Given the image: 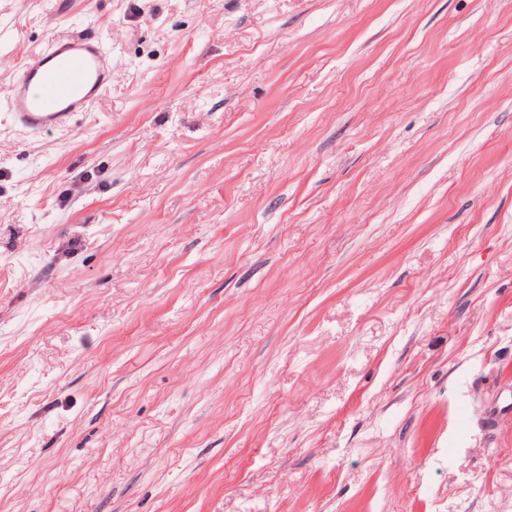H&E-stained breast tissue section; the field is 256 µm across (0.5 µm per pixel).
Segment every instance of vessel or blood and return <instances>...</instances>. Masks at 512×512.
<instances>
[{"label":"vessel or blood","mask_w":512,"mask_h":512,"mask_svg":"<svg viewBox=\"0 0 512 512\" xmlns=\"http://www.w3.org/2000/svg\"><path fill=\"white\" fill-rule=\"evenodd\" d=\"M16 68L4 99L13 122L30 134L69 127L73 117L88 111L112 81V62L101 41L60 37L31 62Z\"/></svg>","instance_id":"1"}]
</instances>
